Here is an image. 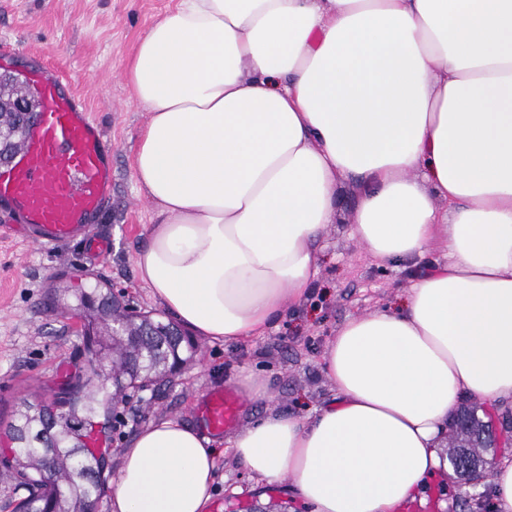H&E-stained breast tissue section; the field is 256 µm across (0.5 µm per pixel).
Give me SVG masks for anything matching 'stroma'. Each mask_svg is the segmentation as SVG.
Segmentation results:
<instances>
[{
  "label": "stroma",
  "mask_w": 512,
  "mask_h": 512,
  "mask_svg": "<svg viewBox=\"0 0 512 512\" xmlns=\"http://www.w3.org/2000/svg\"><path fill=\"white\" fill-rule=\"evenodd\" d=\"M176 2L0 0V42L15 46L14 57L0 62V73L36 71L47 62L64 70L101 122L112 160V187L101 220L111 241L107 253L81 243L38 248L17 237L0 239V512H15L28 495L4 462L9 446L4 431L23 401L51 397L85 366L81 338L70 330L68 316L51 305L50 286L90 288L101 280L133 310L160 309L136 271L155 209L132 168L148 114L134 104L124 69L153 20ZM355 204L351 188H343L340 220L319 241L318 278L306 299L287 305L274 327L238 342L199 340L197 355L168 381L131 394L116 408L102 446L107 482L116 480L123 448L144 426L164 418L196 423V409L206 394L228 388L236 375L253 374L270 393L265 400L239 403L240 428L271 411L306 421L334 401L336 389L323 359L337 328L347 318L399 304L416 278L444 260L438 245L423 258L397 266L367 257L350 234ZM460 493L458 483L436 477L425 491V503L399 512H467ZM264 507L312 512L286 492L259 487L233 449L221 448L210 512H260Z\"/></svg>",
  "instance_id": "1"
}]
</instances>
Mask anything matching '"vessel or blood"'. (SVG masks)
I'll return each instance as SVG.
<instances>
[{
	"label": "vessel or blood",
	"instance_id": "obj_1",
	"mask_svg": "<svg viewBox=\"0 0 512 512\" xmlns=\"http://www.w3.org/2000/svg\"><path fill=\"white\" fill-rule=\"evenodd\" d=\"M23 88L40 100L41 109L25 128L16 153L0 164V207L14 218L5 233L47 248L90 238L97 251H106L108 241L97 228L112 166L101 127L69 90L65 74L32 72ZM200 412L205 428L220 433L234 424L237 401L215 390Z\"/></svg>",
	"mask_w": 512,
	"mask_h": 512
}]
</instances>
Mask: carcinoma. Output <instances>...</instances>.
I'll return each mask as SVG.
<instances>
[{"instance_id":"carcinoma-1","label":"carcinoma","mask_w":512,"mask_h":512,"mask_svg":"<svg viewBox=\"0 0 512 512\" xmlns=\"http://www.w3.org/2000/svg\"><path fill=\"white\" fill-rule=\"evenodd\" d=\"M22 119L12 116L0 129L11 144L22 134ZM55 301L66 311L84 317L82 356L95 355L110 363L108 372L87 364L86 372L53 394L48 402H23L9 426L12 463L29 496L20 512H57L68 502L81 512H98L103 490V465L91 447L93 426L108 428L114 408L128 399V390L142 389L175 373L185 362L182 350L195 345L172 322L132 314L96 284L86 288H52ZM137 332L122 340L106 336L112 322ZM466 430L473 447L448 450L450 465L465 457L472 461L493 447L491 434L471 408L465 409Z\"/></svg>"}]
</instances>
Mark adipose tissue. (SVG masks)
<instances>
[{
	"instance_id": "adipose-tissue-1",
	"label": "adipose tissue",
	"mask_w": 512,
	"mask_h": 512,
	"mask_svg": "<svg viewBox=\"0 0 512 512\" xmlns=\"http://www.w3.org/2000/svg\"><path fill=\"white\" fill-rule=\"evenodd\" d=\"M125 78L149 114L133 168L157 216L138 278L196 335H264L307 295L346 179L370 258L444 244L401 308L337 329L335 402L230 440L313 512L415 502L460 403H512V0H179ZM217 455L183 421L149 423L111 512H208ZM486 484L512 512V453Z\"/></svg>"
}]
</instances>
